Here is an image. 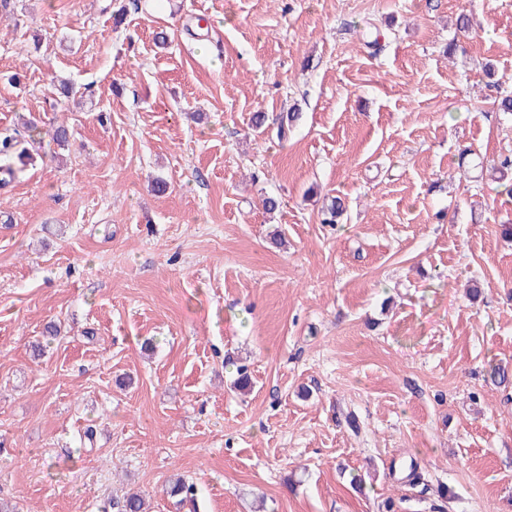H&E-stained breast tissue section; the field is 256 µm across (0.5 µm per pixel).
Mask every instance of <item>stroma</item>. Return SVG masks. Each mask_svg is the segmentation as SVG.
Instances as JSON below:
<instances>
[{"instance_id": "obj_1", "label": "stroma", "mask_w": 512, "mask_h": 512, "mask_svg": "<svg viewBox=\"0 0 512 512\" xmlns=\"http://www.w3.org/2000/svg\"><path fill=\"white\" fill-rule=\"evenodd\" d=\"M510 91L512 0H6L0 500L512 512ZM19 145L20 142L14 137H0V172L8 178H14L24 170V159L29 156L27 150ZM16 160L23 167H18Z\"/></svg>"}]
</instances>
